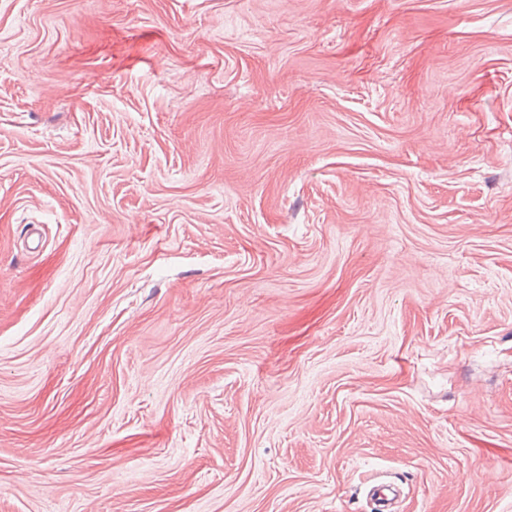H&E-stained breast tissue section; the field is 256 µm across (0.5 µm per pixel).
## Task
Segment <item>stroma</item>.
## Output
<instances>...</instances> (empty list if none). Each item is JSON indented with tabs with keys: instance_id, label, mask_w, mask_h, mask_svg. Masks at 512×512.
<instances>
[{
	"instance_id": "35a3bbf8",
	"label": "stroma",
	"mask_w": 512,
	"mask_h": 512,
	"mask_svg": "<svg viewBox=\"0 0 512 512\" xmlns=\"http://www.w3.org/2000/svg\"><path fill=\"white\" fill-rule=\"evenodd\" d=\"M0 512H512V0H0Z\"/></svg>"
}]
</instances>
